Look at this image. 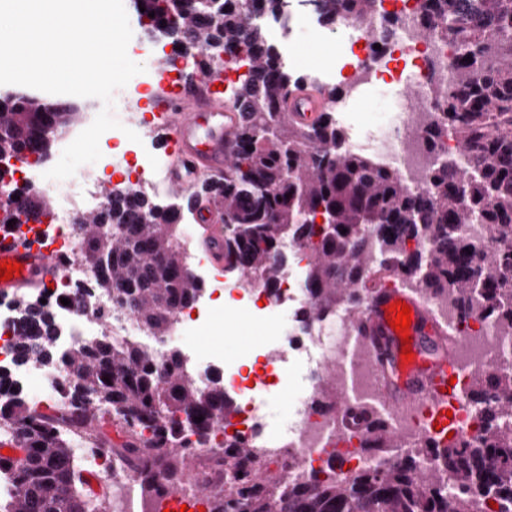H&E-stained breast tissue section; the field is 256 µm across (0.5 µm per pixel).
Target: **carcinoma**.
Returning <instances> with one entry per match:
<instances>
[{"label": "carcinoma", "mask_w": 512, "mask_h": 512, "mask_svg": "<svg viewBox=\"0 0 512 512\" xmlns=\"http://www.w3.org/2000/svg\"><path fill=\"white\" fill-rule=\"evenodd\" d=\"M377 2L320 0L319 13L328 24L367 18ZM423 2L421 34L449 39L460 60L436 93L448 101V126L429 127L426 139L434 146L451 131L479 177L470 179L450 159L432 171L430 190L415 194L398 174L349 149L333 115L336 88L317 87L327 102L320 121L294 124L282 99L302 82L283 70L265 28L247 21L245 0H134L145 8L138 15L148 28L194 51L192 65L202 73L220 71L240 47L248 50V70L232 93L246 114L232 161L223 179L201 182L186 199L188 209L202 199L219 205L228 264L270 288L280 274L279 246L292 240L308 248L304 319L314 323L355 300V285L370 271L365 231L375 226L379 266L420 272L425 292L447 294L461 315L477 312L512 338V249L487 254L456 233L478 219L497 240L512 242V0ZM76 116L72 106L23 95L1 99L0 158L47 154ZM106 197V208L91 214L95 229L80 236L81 251L99 257L95 287L152 335L165 336L201 291L177 242L180 208L161 206L131 184ZM0 211V225L26 224L34 212L49 215L50 204L11 191ZM321 212L331 221L324 228L316 223ZM417 240L429 250L412 248ZM17 308L20 364L62 363L71 380L44 412L0 371V420L15 425L8 443L19 453L0 458V471L15 482L0 512H109L106 495L91 488L90 473L74 461L76 439L141 477L145 495L159 501L196 472L194 449L209 444L214 428L230 425L235 409L224 385H199L179 353L94 338L62 354L49 309L29 300ZM471 394L492 403L479 436L471 445L428 437L417 453L434 455L437 464L426 473L416 472L411 457L341 478L332 465L325 478L314 473L284 492V469L255 467L250 441L234 436L208 453L199 490L209 512H491L492 501L512 512V428L501 425L512 415V372L478 374ZM104 414L118 422L121 442L101 431ZM349 414L363 424L360 451L387 457L395 441L382 421L354 408Z\"/></svg>", "instance_id": "1"}]
</instances>
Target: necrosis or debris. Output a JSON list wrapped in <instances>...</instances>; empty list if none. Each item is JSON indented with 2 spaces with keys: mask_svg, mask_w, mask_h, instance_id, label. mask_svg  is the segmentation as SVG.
I'll return each mask as SVG.
<instances>
[{
  "mask_svg": "<svg viewBox=\"0 0 512 512\" xmlns=\"http://www.w3.org/2000/svg\"><path fill=\"white\" fill-rule=\"evenodd\" d=\"M253 21L269 26L273 38L292 53L297 29L322 34L324 24L319 15H302L298 27H290L288 15L271 22L267 0H251ZM384 11L372 18L359 20L344 18L340 33L351 42L362 44L363 55L347 77L346 82L356 97H363L375 86H411V94H397L391 103L386 120L367 130L364 138L353 140L352 150L365 152L377 165L396 172L411 190L417 193L430 187L429 174L438 164L447 162L456 153L454 140L443 138L434 149H426L423 122H443L435 90L447 83L453 75L450 65L454 52L442 38L424 40L420 35V11L416 0H383ZM395 14V23H387V14ZM165 166L164 159L154 154L149 145L129 141L123 153L111 154L94 166L79 167L74 176L65 180H48L49 169L44 159H29L13 165L4 176L5 182L19 191H40L52 198V208L46 224L32 228L27 224L12 225L18 237L30 239L56 249L65 257L59 279L46 296V306L53 313L57 327L63 335L64 348L82 344L92 337L109 336L138 342L148 331L128 312L116 308L109 295L93 288L97 273L95 266L74 257L77 230L74 220L77 212H95L103 208L105 198L100 192L102 172H112L123 182H135L141 189L156 187ZM287 256L275 287H264L258 280L244 278L237 287L250 299H266L269 308L282 311L283 321L292 332L285 343L267 354L269 361L285 364L291 358L306 360L309 374L305 388L290 400L288 418L276 434H269L272 414L258 391L266 388L264 377L243 382L235 369L224 376L226 389L238 392L243 403L238 413L239 426H228L226 431H215L213 446H221L226 436L242 434L251 439L255 448L257 466H264L273 456L274 449H289L296 463L288 474L290 482H297L312 473L324 470L334 456L347 458L349 467H382L377 458L363 455L355 440L338 438L336 428L345 407L356 402H372L379 397V384L368 362L366 350L356 347L350 320L362 311L365 300L336 310L318 322L311 331L297 330L302 312L309 304L310 295L305 288L309 251L297 243L284 247ZM84 290V308L64 304L63 299L76 288ZM428 302L442 321L459 331V344L455 358L460 366L453 386L459 405L453 413L450 429L454 437L474 440L482 427L485 408L469 399L470 384L478 370L490 361L512 368V339L503 337L495 322L471 315L460 318L452 300L445 295L429 296ZM19 322L12 305L0 302V369L11 373L14 381L25 378L23 366L17 365L13 338ZM335 376L339 403L324 407L321 382L326 376ZM387 427L400 436L397 455L413 452L420 441L429 436L431 429L420 412L407 407L386 420ZM77 461L112 492L113 512H146L141 481L118 463L80 452Z\"/></svg>",
  "mask_w": 512,
  "mask_h": 512,
  "instance_id": "obj_1",
  "label": "necrosis or debris"
}]
</instances>
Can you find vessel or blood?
Instances as JSON below:
<instances>
[{"label":"vessel or blood","instance_id":"1","mask_svg":"<svg viewBox=\"0 0 512 512\" xmlns=\"http://www.w3.org/2000/svg\"><path fill=\"white\" fill-rule=\"evenodd\" d=\"M220 75H198L184 81L176 92L162 91L155 104L156 125L167 135L169 164L166 183L176 192L190 191L205 175L222 177L232 159L245 114L225 106L218 84ZM283 107L302 126L315 123L326 108L323 98L307 91L286 94ZM191 213L206 228V254L215 266L224 264V226L213 204L193 206ZM21 263L23 270L0 281V298L16 296L25 289H45L59 274L63 259L33 241L23 240L0 226V263ZM402 301L413 317L409 334L413 358L403 362L402 344L387 321L389 304ZM442 329L429 304L403 289L394 278H386L368 297L365 311L352 323V334L364 347L371 363H384L389 380L381 393L378 409L395 412L401 403L422 407L427 413L445 417L450 395L448 382L459 366L454 356L438 350Z\"/></svg>","mask_w":512,"mask_h":512}]
</instances>
